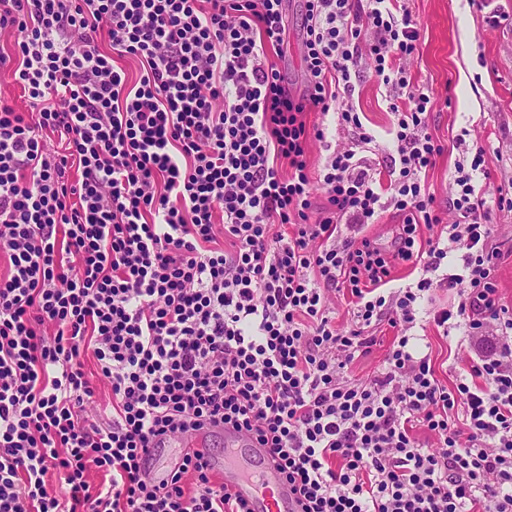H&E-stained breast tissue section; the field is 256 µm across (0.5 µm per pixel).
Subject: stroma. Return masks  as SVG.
I'll return each mask as SVG.
<instances>
[{
    "instance_id": "35a3bbf8",
    "label": "stroma",
    "mask_w": 512,
    "mask_h": 512,
    "mask_svg": "<svg viewBox=\"0 0 512 512\" xmlns=\"http://www.w3.org/2000/svg\"><path fill=\"white\" fill-rule=\"evenodd\" d=\"M408 6L421 23L410 75L433 92L430 128L444 148L426 183L449 223L448 197L465 144L483 146L489 158L488 173L477 176V188L489 199L512 198V0H493L488 9L472 0H409ZM302 7V0H286L288 33L277 59L285 84L293 88L302 83ZM387 96L385 86L367 79L357 83L353 97L363 125L375 137L363 155L382 172L388 171L392 152L388 130L394 117ZM492 217L502 253L496 285L503 303L512 307V209L494 210ZM424 334L438 378L453 382L468 368L466 357L455 354L465 341L462 331L445 336L429 325Z\"/></svg>"
}]
</instances>
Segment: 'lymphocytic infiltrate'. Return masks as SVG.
Here are the masks:
<instances>
[{"label": "lymphocytic infiltrate", "mask_w": 512, "mask_h": 512, "mask_svg": "<svg viewBox=\"0 0 512 512\" xmlns=\"http://www.w3.org/2000/svg\"><path fill=\"white\" fill-rule=\"evenodd\" d=\"M0 29L15 34L0 72L29 102L0 97V512H248L199 454L167 482L146 475L153 438L208 423L255 438L300 512H512V308L474 185L488 160L479 146L457 163L454 220L432 235L421 174L443 147L408 73L407 0H305L297 94L267 59L285 0H0ZM128 55L134 83L115 64ZM366 76L395 116L387 183L357 155L373 136L352 104L344 140L300 119ZM390 209L402 222L384 252L370 230ZM403 264L415 283L389 290ZM443 288L458 301L430 322L496 342L450 385L411 343ZM383 321L382 364L349 378ZM100 381L108 416L92 411Z\"/></svg>", "instance_id": "lymphocytic-infiltrate-1"}]
</instances>
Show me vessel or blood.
I'll use <instances>...</instances> for the list:
<instances>
[{
    "mask_svg": "<svg viewBox=\"0 0 512 512\" xmlns=\"http://www.w3.org/2000/svg\"><path fill=\"white\" fill-rule=\"evenodd\" d=\"M223 436L225 447L233 454L215 463L214 470L223 475L225 485L247 501L251 512H296L284 475L267 461L252 437L232 429L224 430ZM210 438V430L204 429L177 436L169 445L203 452L209 448Z\"/></svg>",
    "mask_w": 512,
    "mask_h": 512,
    "instance_id": "b4317fda",
    "label": "vessel or blood"
}]
</instances>
